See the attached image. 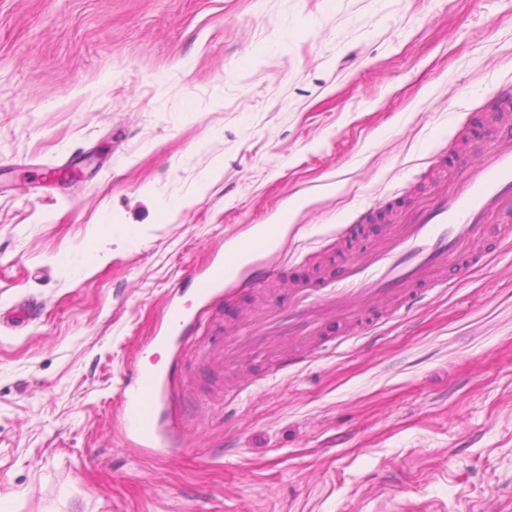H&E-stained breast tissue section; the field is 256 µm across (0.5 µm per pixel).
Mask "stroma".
<instances>
[{
  "label": "stroma",
  "instance_id": "stroma-1",
  "mask_svg": "<svg viewBox=\"0 0 512 512\" xmlns=\"http://www.w3.org/2000/svg\"><path fill=\"white\" fill-rule=\"evenodd\" d=\"M507 84L512 0H0V318L42 303L0 321V512H512V223L367 338L337 314L248 350L512 134ZM281 222L276 278L197 299ZM171 300L201 328L159 352ZM135 363L179 394L167 454L118 423ZM224 261L211 268L209 273L198 282L196 294L204 301L212 300L218 293L217 288H224Z\"/></svg>",
  "mask_w": 512,
  "mask_h": 512
}]
</instances>
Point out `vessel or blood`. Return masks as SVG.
Returning a JSON list of instances; mask_svg holds the SVG:
<instances>
[{
	"mask_svg": "<svg viewBox=\"0 0 512 512\" xmlns=\"http://www.w3.org/2000/svg\"><path fill=\"white\" fill-rule=\"evenodd\" d=\"M512 202V144L500 146L470 164L467 177L452 191L433 195L429 205L415 208L406 223L397 225L387 247L351 264L335 281L304 288L287 318L288 331L307 335L319 311L358 313L378 298L396 294L412 301L417 289L440 288L436 275L450 267L458 273L482 263L473 247L484 235L489 218L506 215ZM224 285V266L216 264L199 281L196 293L212 300ZM164 328L150 336V344L168 346L196 330L197 322L177 303L167 306ZM135 387L123 393L119 414L125 433L135 445L162 451L181 435L176 396L167 370H136Z\"/></svg>",
	"mask_w": 512,
	"mask_h": 512,
	"instance_id": "vessel-or-blood-1",
	"label": "vessel or blood"
}]
</instances>
